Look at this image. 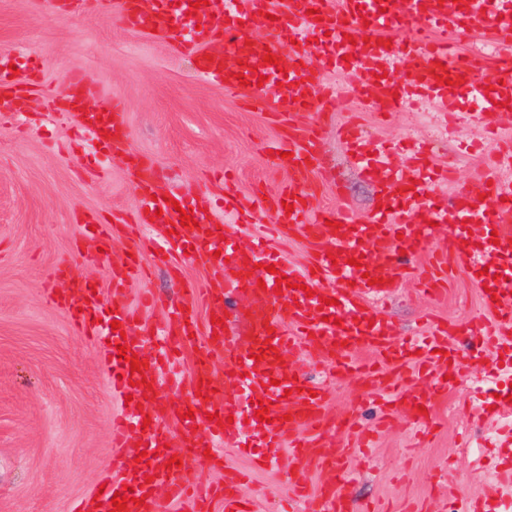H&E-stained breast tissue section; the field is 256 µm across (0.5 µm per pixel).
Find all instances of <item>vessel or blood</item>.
Listing matches in <instances>:
<instances>
[{"mask_svg": "<svg viewBox=\"0 0 512 512\" xmlns=\"http://www.w3.org/2000/svg\"><path fill=\"white\" fill-rule=\"evenodd\" d=\"M105 12L117 13L133 31L155 34L169 46L190 52L202 79L223 87L226 96L252 106H267L285 136L269 142L272 159L281 160L291 181L275 193L255 195L251 202L237 194L224 199V208L238 211L246 224L256 213L271 215L273 231L299 242L306 253L305 268L282 267L289 284L278 287V274L269 265L277 261L263 235H243L234 225L209 220L207 199L174 206V191L164 176L143 157L129 151L127 109L113 101L110 116L98 120L96 112L82 109L89 87L78 74L69 78L74 88L63 108L77 126L99 139L100 152L120 157L136 180L140 197L134 224L150 223V214L161 211V222L176 228L175 242L211 254L212 287L182 288L165 308L159 324L142 325L139 310L129 304V283L147 273L144 258L162 249V241L138 236L132 255L112 272L109 298L94 292L90 282L73 274L68 265L55 270L68 280L69 288L47 289L45 300L55 308L73 312L77 329L102 340L107 347L124 344L138 355L141 372L128 362H112V388L129 396L112 428V443L122 453L145 456L136 471L113 477L106 483L95 512H113L111 500L123 487L135 497L126 512H158L156 491L167 502L190 507L191 512H209L206 496L191 498L181 476L182 466L204 460L220 462L226 444L258 438L260 459L275 468L287 463L295 477L297 502L318 506L319 512H364L340 490L346 475L345 454L332 437L334 423L326 417L323 389L306 393L288 352L302 347L313 358H322L333 373L354 377L383 405H396L420 427L430 416L419 406H431L438 392L447 390L449 377H462L464 366L455 343L467 339L476 355H500L512 350V180L502 173L512 170V138L498 142L493 169L481 197L465 190L438 203L428 197L432 185L447 180V171L437 170L426 144L408 146L410 161L399 167L387 149L365 141L355 123L339 127L362 173L377 181L381 208L365 221L333 210L314 207L306 178L320 156L319 138L299 125L307 104L333 97L325 68L350 69L363 93L377 91L385 111L407 109L417 101L435 102L442 112L456 111L460 99L476 103L475 119L492 124L502 111H512V64L497 65L494 78H484L488 59L483 53L461 52L455 46L458 33L492 31L495 38H512V0H209L196 14L172 15L167 0H101ZM427 27L414 43L397 39V32ZM267 30V38H248L251 30ZM293 53L287 72L266 63V56ZM322 64L310 65L311 56ZM401 72L400 81L390 80ZM36 70L9 77L0 70V86L13 96L15 111H23ZM293 202L286 212L285 202ZM411 208L409 218H399L398 207ZM191 210L193 225L182 226L181 210ZM447 229L448 244L442 255L427 267L413 261L429 243L433 224ZM463 266L475 288L481 289L483 316L465 325L430 320L425 336L399 338L389 319L377 307L395 285L415 279L421 290L439 292L451 266ZM244 295L248 314L242 335L228 331L222 318L228 301ZM211 315L199 326L198 306ZM119 330H112V321ZM205 330L207 337L199 356L201 395L189 404H169L146 396L147 384L165 375L170 385L185 381L174 349L190 333ZM152 335L159 355L146 352L143 335ZM369 350L378 365L357 361L355 352ZM224 360L236 388L223 404H215L220 380L211 378L206 366L212 358ZM425 385L408 396L398 393L405 373ZM268 407L270 419L263 422L255 412ZM181 447V466L168 467V444ZM327 474L317 491H310L303 474L311 466ZM240 475L226 471L217 491L224 512H243L237 496ZM512 506V492L498 499H464V512H501Z\"/></svg>", "mask_w": 512, "mask_h": 512, "instance_id": "b4317fda", "label": "vessel or blood"}]
</instances>
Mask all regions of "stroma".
I'll return each mask as SVG.
<instances>
[{"mask_svg":"<svg viewBox=\"0 0 512 512\" xmlns=\"http://www.w3.org/2000/svg\"><path fill=\"white\" fill-rule=\"evenodd\" d=\"M32 62L39 66V87L27 115L13 116L0 101V512H74L114 468H131L110 436L124 399L112 388L104 344L78 334L69 313L47 306L42 294L63 288L53 275L62 261L85 280L108 286L133 234L118 226L108 258L98 261L99 244L82 237L77 218L83 212L104 220L131 215L139 197L124 163L102 157L91 136L75 137L68 123L47 112V97L64 99L69 77L78 73L92 87L87 102L102 108L113 98L124 100L131 151L148 156L186 198L213 199L209 217L223 225L229 218L219 204L224 185L214 179L218 170L230 169L245 194L277 188L288 170L264 153L265 143L284 132L264 108L239 105L220 85L197 79L192 55L131 31L118 15L103 14L98 0H84L72 13L50 10L48 0H0V69L22 70ZM325 75L339 90L336 101L312 104L302 116L319 128L322 160L311 174L314 206L345 208L363 221L375 211V185L356 170L337 136L338 127L352 119L372 141L422 139L436 163L453 165L456 181L435 186L434 199H448L462 188L479 195L488 158L462 149L485 140L470 117L471 105H464L449 131L435 104L385 117L377 97L359 100L351 72L329 69ZM209 275L205 254L175 255L168 265L151 266L148 277L129 288L128 298L147 321H157L176 293L175 281L206 288ZM383 311L399 335L415 336L429 312L457 323L479 315V290L459 267L441 297L421 295L407 281ZM456 349L467 375L436 396L435 429L413 450L408 440L415 425L404 413L393 412L390 424H383V406L354 379L333 377L329 363L297 357V370L325 390L329 418L356 417L361 430L376 436L367 457L357 448L356 433L336 430V443L349 450L345 494L376 512H458L457 494H488L491 478L480 459L492 454L484 442L497 422L476 420L467 398L487 368L506 374L512 366L473 361L463 342ZM223 455L224 468L247 475L242 492L254 512H284L290 498L287 466L258 469L232 446Z\"/></svg>","mask_w":512,"mask_h":512,"instance_id":"1","label":"stroma"}]
</instances>
